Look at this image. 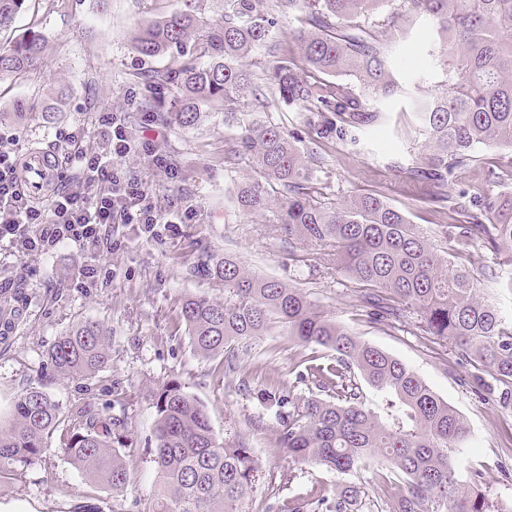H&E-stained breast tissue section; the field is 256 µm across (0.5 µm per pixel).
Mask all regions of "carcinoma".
Instances as JSON below:
<instances>
[{"mask_svg": "<svg viewBox=\"0 0 512 512\" xmlns=\"http://www.w3.org/2000/svg\"><path fill=\"white\" fill-rule=\"evenodd\" d=\"M29 0H0V31L9 29ZM182 0L178 10L147 21L132 36L144 57L170 58L151 83L174 94L170 117L199 127L216 103L224 106L231 138L224 165L244 161L259 178L235 185L239 208L266 210L288 243V256L309 247L336 257L361 289L351 303L366 321L391 323L418 313L420 328L450 343L478 373L468 381L504 407L512 405V325L478 293L476 278L432 247L408 215L382 195L363 193L336 202L316 178L320 157L306 140L356 142L355 131L384 118L378 102L406 98L425 136L421 162L404 169L415 200L448 211L440 225L452 251L480 242L494 252L512 248V196L448 194L455 171L483 145L512 168V0H408L436 32L443 78L432 90L406 83L390 61L396 0H286L302 14L294 34L297 60L272 67L262 88L252 85L248 58L277 46L262 0H212L221 21L210 22ZM47 47L32 28L0 50V75H21ZM312 113L307 136L269 117L277 102ZM194 272L224 286L225 297L186 298L181 316L194 352L224 358L228 375L256 340L274 329L330 355L311 357L296 380L314 389L292 397L271 386L257 392L275 410L279 447L294 460L340 474L362 460L389 468L365 483H345L332 494L310 490L317 512H512L481 489L486 475L472 468L475 488L462 490L456 451L470 430L448 402L399 359L357 337L320 308L304 289L247 271L236 259L204 252ZM112 335L84 320L47 350L52 371L88 378L112 366ZM502 385L495 390L485 377ZM386 398L379 414L366 404L362 384ZM157 490L149 512H246L261 465L244 441L217 440L205 406L177 382L155 394ZM125 423L91 404L64 411L37 387L17 397L12 417L0 423V478L33 463L52 447L86 476L115 489L128 484L113 431Z\"/></svg>", "mask_w": 512, "mask_h": 512, "instance_id": "cac0c4a2", "label": "carcinoma"}]
</instances>
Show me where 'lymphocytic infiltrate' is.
<instances>
[{
    "label": "lymphocytic infiltrate",
    "instance_id": "1",
    "mask_svg": "<svg viewBox=\"0 0 512 512\" xmlns=\"http://www.w3.org/2000/svg\"><path fill=\"white\" fill-rule=\"evenodd\" d=\"M103 148L90 153L73 146L70 157L84 168L82 186L55 194L49 208H42L21 194L18 161L0 151V240L14 243L17 252H49L59 243L98 241L104 226L142 224L146 228L165 218L146 205L147 184L127 179L117 164L134 147L121 113L99 119Z\"/></svg>",
    "mask_w": 512,
    "mask_h": 512
}]
</instances>
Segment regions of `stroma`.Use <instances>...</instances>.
<instances>
[{"label": "stroma", "instance_id": "stroma-1", "mask_svg": "<svg viewBox=\"0 0 512 512\" xmlns=\"http://www.w3.org/2000/svg\"><path fill=\"white\" fill-rule=\"evenodd\" d=\"M179 5V0H30L16 19L17 31L38 28L49 47L28 73L0 76V150L23 156L49 149L59 158L72 136L93 152L102 144L95 114L123 112L132 139L152 143L178 171L168 178L146 156L132 153L122 160L127 173L152 186L156 211L182 214L184 221L153 236L139 224H111L98 242L67 241L45 255L21 256L10 244L0 245V283H18L27 297L7 342L0 343V419L10 418L17 395L30 386L67 410L88 402L108 408L127 421L118 446L131 473L129 484L115 491L88 479L53 448L0 479V512H148L157 481L154 396L169 381L205 404L218 440L246 441L258 456L263 477L250 512H288L289 501L312 486L332 492L343 482V475L295 462L280 451L276 416L255 397L279 382L291 395L307 394L295 375L314 346H299L277 330L260 337L241 361L248 379L244 388L225 376L221 358L205 360L194 352L180 315L183 301L192 295L224 296L222 288L193 271L209 249L233 255L255 274L305 288L363 341L414 370L470 427L458 452L461 484H468L471 467L483 468L493 497L511 506L512 442L505 432L512 428V407L473 392L466 384L473 367L461 363L449 343L425 335L416 314L387 326L361 320L349 305L357 286L334 257L313 247L307 263L289 261L287 248L270 230L269 213L246 214L235 203L232 185L251 170L244 164L225 167L228 132L222 112L198 130L182 129L155 112V102L171 105L173 92L148 85L145 76L168 61L139 56L130 35L139 23ZM396 7L393 64L405 78L440 81L430 22L414 13L408 0H398ZM60 83L67 94L52 118L39 111L13 116L15 100L38 99ZM379 108L387 122L359 131L357 145L331 138L316 143L317 155L326 159L321 183L339 201L366 192L384 195L408 210L438 253H447L441 214L433 205L408 199L400 176L422 153L417 118L402 99ZM477 156V162L456 171L449 193L480 185L493 195H512V172L500 166L497 152L484 147ZM87 266L96 269L94 279H83ZM81 320L99 322L112 333V365L90 379L61 376L46 366L49 347Z\"/></svg>", "mask_w": 512, "mask_h": 512}]
</instances>
